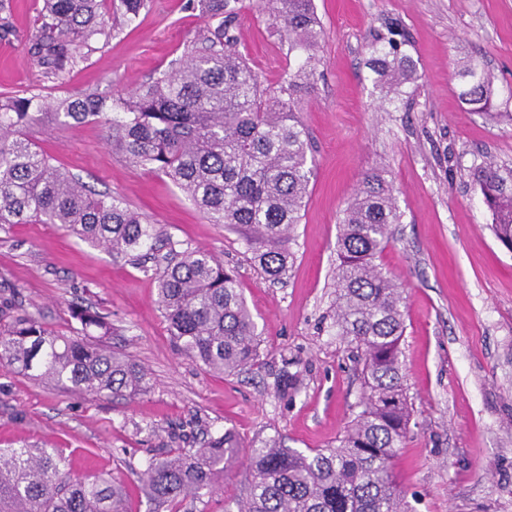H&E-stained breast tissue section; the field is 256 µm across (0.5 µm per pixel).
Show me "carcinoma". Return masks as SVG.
I'll list each match as a JSON object with an SVG mask.
<instances>
[{
    "mask_svg": "<svg viewBox=\"0 0 512 512\" xmlns=\"http://www.w3.org/2000/svg\"><path fill=\"white\" fill-rule=\"evenodd\" d=\"M232 1L190 0L209 24L165 69L110 101L94 93L0 96V229L59 224L115 257L156 249L160 225L54 165L24 133L43 116L61 126L101 122L113 152L168 178L212 223L241 235L267 279L281 280L313 176L297 107L312 88L322 31L312 0H266L275 32L288 44V64L277 86L265 88L239 50ZM146 7L147 0H44L34 55L46 72H62L90 39L121 31ZM369 66L386 94L401 95L418 80L416 63L393 40L372 47ZM458 77L462 102L487 111L493 78L472 60ZM470 178L496 237L512 250V168L486 159ZM401 217L393 187L368 172L338 225L335 325L362 363L360 411L334 448L306 454L278 436L252 443L237 512H413L395 474L414 416L400 360L404 289L376 264ZM169 246L154 276L170 335L210 372L234 375L255 365L260 336L236 271L209 250ZM72 317L83 334L63 336L31 314L0 319V365L79 395L126 399L151 388L143 366L99 340L112 335L107 316L76 306ZM238 448L237 436L226 432L201 448L151 459L139 473L143 492L166 512H181L189 495L207 512ZM0 512L127 509L112 477L74 478L57 449L23 446L0 449Z\"/></svg>",
    "mask_w": 512,
    "mask_h": 512,
    "instance_id": "obj_1",
    "label": "carcinoma"
}]
</instances>
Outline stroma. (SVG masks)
<instances>
[{"label":"stroma","instance_id":"obj_1","mask_svg":"<svg viewBox=\"0 0 512 512\" xmlns=\"http://www.w3.org/2000/svg\"><path fill=\"white\" fill-rule=\"evenodd\" d=\"M43 0H0V95L104 97L141 83L203 27L187 0H149L112 38L95 36L64 73L31 57ZM324 31L317 80L301 101L314 162L282 282L265 279L242 237L213 224L165 176L130 167L100 123L43 121L30 139L55 165L122 197L173 240L236 268L260 336L257 366L218 376L175 345L157 307L156 261L134 264L55 224L0 230V314L29 313L59 333L80 325L74 304L110 314L106 342L145 366L149 391L131 400L74 395L0 366V448L62 450L74 472L107 473L130 512H149L137 474L175 448L230 429L243 444L281 435L305 451L335 445L356 412V362L333 324L339 219L365 173L393 185L400 223L378 258L405 286L404 385L415 416L396 461L415 512H512V251L498 241L470 170L512 166V0H313ZM235 33L263 86L277 83L286 45L255 0H239ZM404 42L418 80L383 96L366 62ZM493 77L489 113L466 109L456 71L467 60ZM298 386L289 389L287 377Z\"/></svg>","mask_w":512,"mask_h":512}]
</instances>
